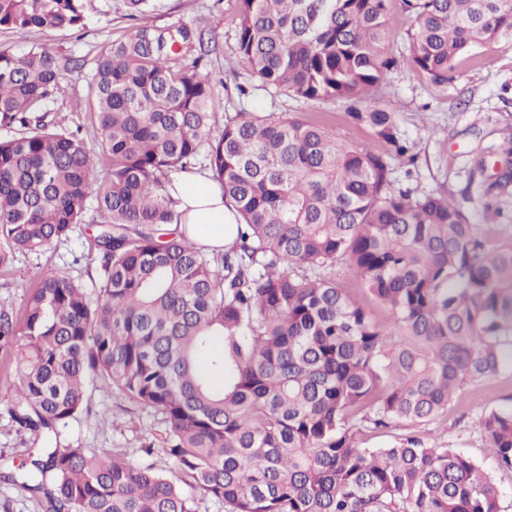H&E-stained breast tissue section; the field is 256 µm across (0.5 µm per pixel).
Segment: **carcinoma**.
<instances>
[{
  "mask_svg": "<svg viewBox=\"0 0 512 512\" xmlns=\"http://www.w3.org/2000/svg\"><path fill=\"white\" fill-rule=\"evenodd\" d=\"M140 20L153 0H122ZM392 0H236L234 52L265 86L342 99L375 144L336 140L321 121L238 112L207 138L222 102L200 70L204 31L145 23L96 57L90 140L49 126L62 79L44 44L0 50V270L22 252L98 227L92 288L38 271L22 317L0 304V363L24 430L46 446L20 486L42 512H508L474 458L366 430L427 424L458 392L512 368V245L495 244L441 192L392 179L414 160L394 114L371 105L397 60L385 40ZM405 62L437 87L460 59L512 44V0H399ZM85 0H0V28L85 26ZM204 156L242 218L220 255L178 233L169 174ZM344 261L372 307L336 284ZM150 408L178 473L133 466L49 436L88 409L89 391ZM512 472V409L474 422Z\"/></svg>",
  "mask_w": 512,
  "mask_h": 512,
  "instance_id": "cac0c4a2",
  "label": "carcinoma"
}]
</instances>
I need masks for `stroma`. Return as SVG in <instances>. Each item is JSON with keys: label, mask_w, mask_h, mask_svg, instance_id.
Here are the masks:
<instances>
[{"label": "stroma", "mask_w": 512, "mask_h": 512, "mask_svg": "<svg viewBox=\"0 0 512 512\" xmlns=\"http://www.w3.org/2000/svg\"><path fill=\"white\" fill-rule=\"evenodd\" d=\"M149 22L160 28L199 23L216 35L218 47L207 55L204 71L223 106L212 121L210 139L220 137L226 116L245 110L321 119L339 141L358 148L369 144V133L348 122L343 100L304 101L262 86L252 76L234 53L235 0H156ZM134 25L125 16L121 0H87L83 30L37 34L0 28V49L20 53L38 41L48 44L63 74L51 116L68 129L85 128L87 113L74 111L73 106L87 93L88 64ZM407 27L399 7H392L386 48L399 64L374 94L376 101L394 113L402 137L414 144V163L406 169L395 168L394 175L399 183L421 194L447 192L471 222L494 225L495 239L510 240L512 186L494 190L490 184L505 167L503 148L512 130V48L501 43L479 48L473 60L459 66L447 87L438 88L403 64ZM242 88L247 91L243 97L238 94ZM479 159L485 162L480 171L475 168ZM95 235V225L82 224L67 240L36 253L17 254L12 268L0 272V303L22 312L26 295L36 286L33 273L39 268L56 269L89 283L96 275ZM12 400L10 382L0 371V473L18 470L29 452L43 445L40 437L19 429L11 419ZM88 406V413L61 428V445L115 454L138 464L143 460L142 447L165 430L156 416L112 394L91 391ZM494 407H512V369L465 385L447 415L425 425L404 427L403 432L420 437L427 445L446 444L472 456L511 494L512 473L497 470L473 429L477 415Z\"/></svg>", "instance_id": "1"}]
</instances>
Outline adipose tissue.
<instances>
[{"label":"adipose tissue","instance_id":"ef3b65f1","mask_svg":"<svg viewBox=\"0 0 512 512\" xmlns=\"http://www.w3.org/2000/svg\"><path fill=\"white\" fill-rule=\"evenodd\" d=\"M166 193L176 200L182 214L181 232L197 247L221 253L236 245L237 212L216 183L203 175L176 177L167 185Z\"/></svg>","mask_w":512,"mask_h":512}]
</instances>
